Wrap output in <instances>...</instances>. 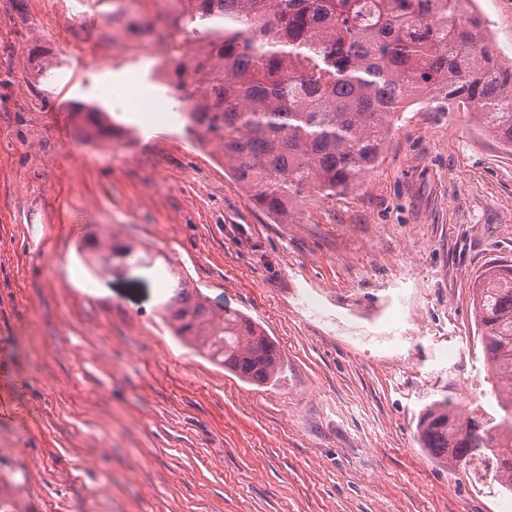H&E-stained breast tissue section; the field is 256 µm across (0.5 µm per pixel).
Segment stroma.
Returning <instances> with one entry per match:
<instances>
[{"label": "stroma", "instance_id": "1", "mask_svg": "<svg viewBox=\"0 0 512 512\" xmlns=\"http://www.w3.org/2000/svg\"><path fill=\"white\" fill-rule=\"evenodd\" d=\"M175 0H0V501L15 512H512L437 462L433 401L503 413L471 285L512 262V152L459 109L410 106L347 192L251 201L159 83L192 25ZM502 60L512 0H481ZM113 42L99 61L100 46ZM100 106L86 143L71 102ZM93 215L258 323L256 386L172 334L157 269L98 275L57 227Z\"/></svg>", "mask_w": 512, "mask_h": 512}]
</instances>
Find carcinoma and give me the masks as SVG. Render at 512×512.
I'll return each mask as SVG.
<instances>
[{
	"instance_id": "carcinoma-1",
	"label": "carcinoma",
	"mask_w": 512,
	"mask_h": 512,
	"mask_svg": "<svg viewBox=\"0 0 512 512\" xmlns=\"http://www.w3.org/2000/svg\"><path fill=\"white\" fill-rule=\"evenodd\" d=\"M200 51L180 61L173 88L186 131L216 143L234 178L275 215L303 191H347L379 159L410 105L448 102L512 148V62H502L460 0H186ZM85 139L111 134L105 113L75 106ZM101 274L152 256L92 243ZM163 303L176 335L202 341L210 356L257 386L281 371L274 342L237 311L218 314L199 289L167 266ZM483 353L493 376L512 382V264L496 262L472 285ZM422 447L449 464L489 458L512 492V426L484 414L460 422L448 398L418 426Z\"/></svg>"
}]
</instances>
